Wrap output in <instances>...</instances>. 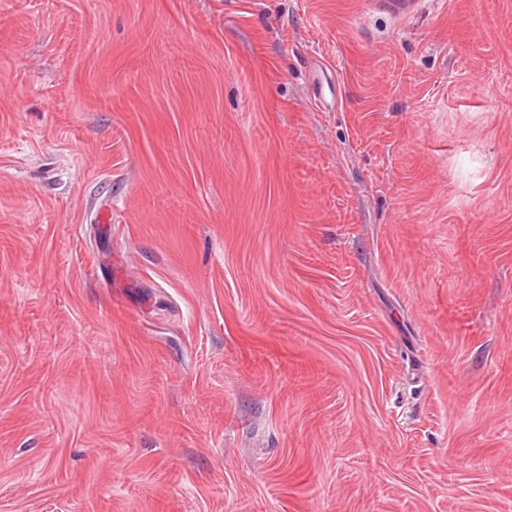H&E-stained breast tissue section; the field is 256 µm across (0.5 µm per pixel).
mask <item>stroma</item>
<instances>
[{
	"label": "stroma",
	"mask_w": 512,
	"mask_h": 512,
	"mask_svg": "<svg viewBox=\"0 0 512 512\" xmlns=\"http://www.w3.org/2000/svg\"><path fill=\"white\" fill-rule=\"evenodd\" d=\"M0 512H512V0H0Z\"/></svg>",
	"instance_id": "1"
}]
</instances>
